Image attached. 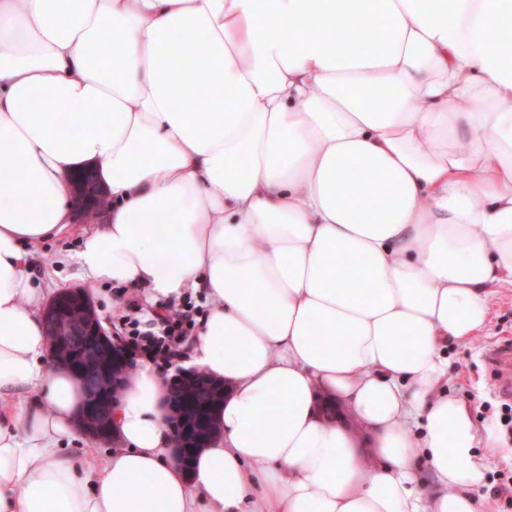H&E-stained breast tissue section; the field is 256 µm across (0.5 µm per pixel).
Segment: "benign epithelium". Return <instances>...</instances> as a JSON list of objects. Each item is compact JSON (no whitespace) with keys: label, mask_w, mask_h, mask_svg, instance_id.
<instances>
[{"label":"benign epithelium","mask_w":512,"mask_h":512,"mask_svg":"<svg viewBox=\"0 0 512 512\" xmlns=\"http://www.w3.org/2000/svg\"><path fill=\"white\" fill-rule=\"evenodd\" d=\"M78 204L83 218H88L90 212L99 209V202L104 192L92 184L82 183L77 188ZM76 302L85 316V326L88 335L98 337L103 346V353L112 357L114 367L108 372L93 362L87 363L83 368L74 366L69 355L58 347L52 352L53 363L66 368L80 385L85 396L90 397L98 390L106 391V396L95 405L86 402L80 404L77 411L79 429L89 438L99 442L109 441L110 429L101 428L92 418H98L106 413L115 414L120 404L119 395L123 392L126 381L133 370L136 369L134 358L117 340L108 337L103 317L98 313L90 295L81 287L66 288L57 293L44 312L46 331L52 334H65L68 326L66 304ZM202 381L217 386V392L225 394L224 383L211 379L201 369L177 368L174 373L165 378V390L162 405L166 412V422L173 432L172 459L175 463H184L188 447L202 448L219 432V423L213 422L210 434L202 439L196 431V426L185 419L183 410V391L185 386Z\"/></svg>","instance_id":"obj_1"}]
</instances>
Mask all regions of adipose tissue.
<instances>
[{"mask_svg":"<svg viewBox=\"0 0 512 512\" xmlns=\"http://www.w3.org/2000/svg\"><path fill=\"white\" fill-rule=\"evenodd\" d=\"M386 94L384 105L370 96ZM207 104L204 112L190 110ZM108 204L85 278L190 289L228 388L190 470L164 380L77 438L28 247ZM512 285V0H0V512H478L449 342ZM77 187V186H76ZM78 191V204L81 214L85 220L90 216L91 211L99 210V202L105 196L104 192L98 190L93 184L81 183Z\"/></svg>","mask_w":512,"mask_h":512,"instance_id":"obj_1","label":"adipose tissue"}]
</instances>
